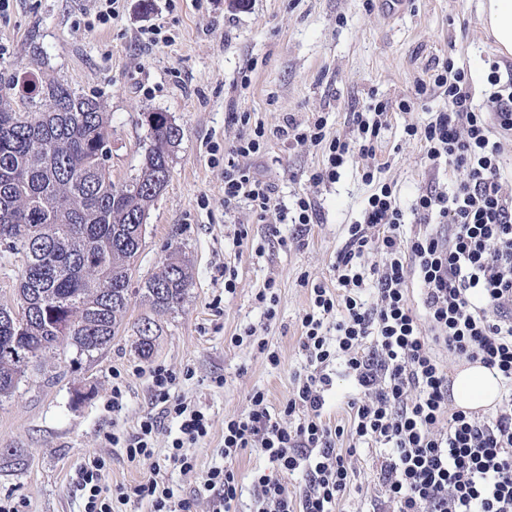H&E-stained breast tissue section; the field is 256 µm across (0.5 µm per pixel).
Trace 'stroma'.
I'll return each mask as SVG.
<instances>
[{
  "label": "stroma",
  "mask_w": 512,
  "mask_h": 512,
  "mask_svg": "<svg viewBox=\"0 0 512 512\" xmlns=\"http://www.w3.org/2000/svg\"><path fill=\"white\" fill-rule=\"evenodd\" d=\"M479 3L407 0L391 14L380 0H122L112 24L91 28L96 0H12L7 19H0V75L60 79L100 99L111 115L115 184L138 173L149 145L143 113H168L183 138L170 182L150 209L131 305L111 344L89 355L72 347L58 352L42 374L23 379L0 401V458L15 462L0 468V498L23 503V512H82L77 473L95 454L107 461L109 487L148 474V464L129 461L105 435L137 430L153 404L147 375L134 369L162 364L194 370L173 391L209 419L207 436L192 451L195 474L170 469L166 478L175 494L195 498L197 512H209L199 477L223 462L225 418L246 412L257 388L272 404L287 399L305 362L299 338L309 294L300 278L333 281L336 252L371 192L354 163L336 183L312 186L321 151L275 137L251 165L283 199L315 193L316 223L304 231L279 225L270 216L259 219L244 202L226 211L220 147L239 133L232 113H251L274 130L286 118L303 123L319 112L332 134L346 136L353 112L372 97L396 101L413 93L427 69L448 57L471 69L472 86L483 93L486 75L472 66L499 54L479 23ZM158 23L173 34V44L138 41L139 30ZM427 117L421 109L393 114L377 150L386 164L381 177L395 183L405 210L418 193L446 181L428 168L420 146L404 139L406 124ZM241 223L248 239L237 246L233 235ZM283 238L289 246H280ZM172 247L188 261L192 284L180 306L156 316L158 336L145 357L135 345L137 324L154 314L140 289ZM228 268L237 275L230 293L224 290ZM271 277L278 304L269 322L255 296ZM250 325L278 352L279 365L255 344L232 343L233 334ZM218 376L223 386L215 385ZM118 378L124 407L116 414L109 399ZM376 463L374 452H362L342 512H369L380 502Z\"/></svg>",
  "instance_id": "1"
}]
</instances>
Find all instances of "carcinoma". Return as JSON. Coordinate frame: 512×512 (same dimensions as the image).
<instances>
[{
    "label": "carcinoma",
    "instance_id": "1",
    "mask_svg": "<svg viewBox=\"0 0 512 512\" xmlns=\"http://www.w3.org/2000/svg\"><path fill=\"white\" fill-rule=\"evenodd\" d=\"M10 90L22 86L16 108L0 107V251L23 258L17 305H29L15 322L0 307V398L17 388L16 374L30 359L73 346L81 354L112 342L129 308L132 261L143 247L146 223L159 194L150 181L171 179L173 154L183 131L165 112H147L151 140L140 177L117 186L109 160L110 117L95 97L53 79L19 82L0 76ZM170 264L144 282L156 315L178 306L191 285L186 261ZM137 327L139 352L150 355L155 337Z\"/></svg>",
    "mask_w": 512,
    "mask_h": 512
}]
</instances>
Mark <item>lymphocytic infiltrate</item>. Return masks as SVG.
Returning a JSON list of instances; mask_svg holds the SVG:
<instances>
[{
  "label": "lymphocytic infiltrate",
  "instance_id": "lymphocytic-infiltrate-1",
  "mask_svg": "<svg viewBox=\"0 0 512 512\" xmlns=\"http://www.w3.org/2000/svg\"><path fill=\"white\" fill-rule=\"evenodd\" d=\"M487 82L489 92L476 98L467 70L449 58L412 95L372 98L353 115V137L331 134L319 114L304 123L286 120L282 135L322 153L313 185L336 182L356 157L372 192L337 253L335 284L300 279L310 295L299 341L305 365L291 394L275 411L265 391L254 390L248 411L225 419V463L202 477L211 512H238L246 492L251 512H336L362 448L379 451L377 480L388 512H512V185L503 177V142L512 140V65L492 62ZM433 96L440 106L429 121L407 124L404 138L423 147L431 170L462 178L427 188L405 210L395 183L380 177L376 148L393 113L425 107ZM236 121L241 131L224 148L226 207L245 202L282 224L313 223L312 194L286 204L253 171L251 159L271 139L264 125L247 112ZM369 254L379 261L363 266ZM445 352L480 362L499 379L501 399L492 412L449 409ZM336 373L357 389L343 425L323 417ZM148 376L160 415H146L136 432L115 431L108 440L128 460L150 462V474L111 489L105 458L89 459L80 472L83 512H112L114 503L132 501L149 503L151 512H193V501L176 496L161 469L194 473L189 450L207 436L209 421L172 395L176 372L157 364ZM162 416L178 434L159 464L154 438ZM249 448L272 470L256 472L246 490L229 462ZM282 473L302 475L300 496L288 494Z\"/></svg>",
  "mask_w": 512,
  "mask_h": 512
}]
</instances>
